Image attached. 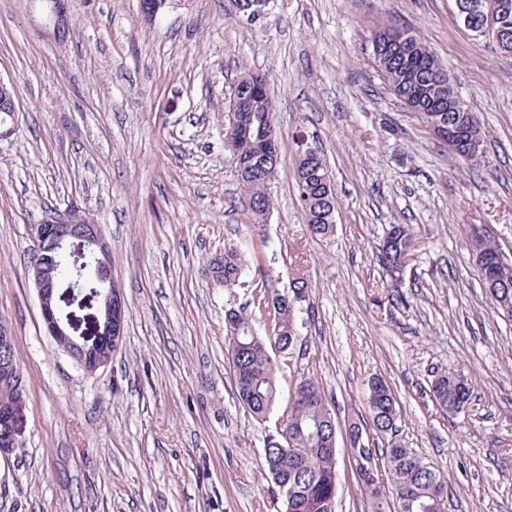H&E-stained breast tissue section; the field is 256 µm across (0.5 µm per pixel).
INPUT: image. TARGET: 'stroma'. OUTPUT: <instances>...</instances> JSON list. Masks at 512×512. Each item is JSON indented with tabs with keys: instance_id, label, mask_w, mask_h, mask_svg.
Masks as SVG:
<instances>
[{
	"instance_id": "35a3bbf8",
	"label": "stroma",
	"mask_w": 512,
	"mask_h": 512,
	"mask_svg": "<svg viewBox=\"0 0 512 512\" xmlns=\"http://www.w3.org/2000/svg\"><path fill=\"white\" fill-rule=\"evenodd\" d=\"M38 0H0V79L19 118L0 141V324L25 376L23 448L0 459V512H284L262 467L273 422L238 404L224 315L261 288L309 280L300 343L279 358L281 397L305 378L338 420L368 415L382 377L398 437L433 465L448 512H512V322L490 308L467 248L486 226L512 259V61L472 40L452 0H68L69 32L39 26ZM417 35L447 69L484 139L480 161L448 150L393 96L372 57L382 21ZM263 74L281 164L255 223L224 124L234 80ZM327 161L338 201L311 237L295 189L297 143ZM77 203L100 224L127 304L123 344L86 373L45 331L27 274L29 225ZM416 247L398 282L376 252L390 225ZM235 247L239 284L210 258ZM465 370L469 407L449 417L434 375ZM335 512H367L345 445Z\"/></svg>"
}]
</instances>
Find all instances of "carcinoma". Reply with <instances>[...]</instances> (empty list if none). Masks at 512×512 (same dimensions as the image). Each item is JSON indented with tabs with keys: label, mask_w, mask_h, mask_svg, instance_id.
Here are the masks:
<instances>
[{
	"label": "carcinoma",
	"mask_w": 512,
	"mask_h": 512,
	"mask_svg": "<svg viewBox=\"0 0 512 512\" xmlns=\"http://www.w3.org/2000/svg\"><path fill=\"white\" fill-rule=\"evenodd\" d=\"M475 5L473 24H495L503 29L499 43L488 45L495 53L512 59V0H467ZM392 27L382 23L375 29L372 41L382 47L373 56L378 71L398 100L420 101L425 111L418 113L422 122L432 125L456 124L461 113L452 111L457 95L448 73L437 57L422 41L404 48L392 41ZM256 76L247 73L236 80L238 91L247 98L253 112L251 135H231L234 152L247 156L254 151L256 131L274 124L271 102L251 96V82ZM277 173L273 164L248 176H237L245 204L257 222L264 221L272 201L266 193L268 175ZM296 192L305 213L307 228L314 236H325L333 229L328 213L337 206L316 176V165L298 163ZM471 251L495 261L499 249L487 237L476 241L468 238ZM415 242L412 231L395 226L378 249V261L391 276L402 267L401 259L410 253ZM215 268L212 281L226 288L237 285L244 261L234 248L210 260ZM479 277L492 301L494 312L512 320V263H500L495 269V282L483 265L477 266ZM307 280L293 278L290 292L261 288L253 298L259 313L269 316L266 335L257 334L252 320L243 311H230L225 316V341L228 343L227 364L236 398L248 414L265 422L280 397L277 372L278 356L293 349L299 342L295 327V303L305 297ZM14 357V349L0 347V399L14 392L16 380L5 365ZM430 392L435 403L447 414L458 413L473 397L472 380L463 371L441 373L431 381ZM370 422L349 418L339 423L323 388L312 379L300 381L293 394L288 413L276 420V434L271 436L263 453V466L284 498L285 512H334L337 493L336 457L332 447L333 434L344 429L349 443L352 469L370 512H447L448 486L440 473L422 456L393 440L379 446L378 439L396 431L398 409L395 395L385 380L371 382L368 400Z\"/></svg>",
	"instance_id": "cac0c4a2"
}]
</instances>
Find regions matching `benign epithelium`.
I'll return each mask as SVG.
<instances>
[{
    "instance_id": "7a95c632",
    "label": "benign epithelium",
    "mask_w": 512,
    "mask_h": 512,
    "mask_svg": "<svg viewBox=\"0 0 512 512\" xmlns=\"http://www.w3.org/2000/svg\"><path fill=\"white\" fill-rule=\"evenodd\" d=\"M44 24L58 33L66 27L65 0H41ZM0 112L11 113V120L0 122V140L14 131L17 107L9 98L0 97ZM32 245L28 276L37 291L41 318L46 332L66 352L82 354L80 366L88 374L112 360V337L124 332L125 302L119 289L112 288V263L100 225L91 223L74 204L45 215L41 222L29 225ZM83 259L72 270L80 283L75 290L55 279L56 262L66 260L68 251ZM77 303L94 309V332H78L74 315L64 307ZM24 389L17 387L7 401H0V457L8 460L22 447L20 418Z\"/></svg>"
}]
</instances>
